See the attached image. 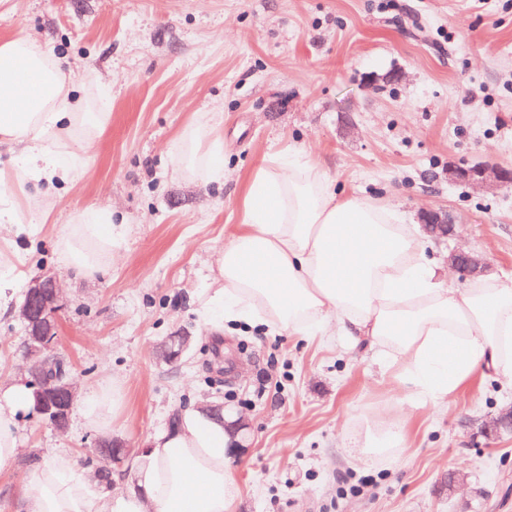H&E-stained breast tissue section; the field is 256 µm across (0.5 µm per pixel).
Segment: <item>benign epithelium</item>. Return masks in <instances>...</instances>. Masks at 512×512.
Masks as SVG:
<instances>
[{
    "instance_id": "1",
    "label": "benign epithelium",
    "mask_w": 512,
    "mask_h": 512,
    "mask_svg": "<svg viewBox=\"0 0 512 512\" xmlns=\"http://www.w3.org/2000/svg\"><path fill=\"white\" fill-rule=\"evenodd\" d=\"M448 180L461 181L481 187H492L512 181V172L491 165L454 166L448 168ZM423 229L428 237L443 242L455 235L456 225L448 212L425 209L420 214ZM448 264L458 274L477 277L486 271L487 263L479 254L466 250H453L448 254ZM61 285L51 275L35 276L24 292L20 315L24 323V354L29 360V384L33 388L35 412L47 427L64 432L69 426L70 415L77 399V385L70 363L56 349L58 338L57 312L60 310ZM193 336L179 332L162 341L157 355L167 363L176 361L187 349ZM512 431V408L500 413L485 426L487 438L492 439L501 431ZM122 443L112 437H102L88 450L92 456L119 458Z\"/></svg>"
}]
</instances>
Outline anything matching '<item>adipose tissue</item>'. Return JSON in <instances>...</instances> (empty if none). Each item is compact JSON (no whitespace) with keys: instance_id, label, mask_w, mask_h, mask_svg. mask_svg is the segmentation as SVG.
Listing matches in <instances>:
<instances>
[{"instance_id":"1","label":"adipose tissue","mask_w":512,"mask_h":512,"mask_svg":"<svg viewBox=\"0 0 512 512\" xmlns=\"http://www.w3.org/2000/svg\"><path fill=\"white\" fill-rule=\"evenodd\" d=\"M107 119L75 94L71 71L39 39L0 37V144L17 151L29 180L76 183L87 162L70 143L92 146ZM224 153L212 126L188 127L173 144L174 172L222 181ZM120 238L112 209L89 207L71 215L58 245L68 268L91 278L111 263ZM197 312L217 330L236 323L306 336L339 328L354 345L385 346L405 359L407 383L422 396L448 394L489 370L512 376V281L444 283L401 214L337 190L311 158L270 156L254 169L242 222L218 254ZM122 403L115 382L89 390L80 414L105 433ZM32 410L26 383L0 384V471L18 460L20 419ZM229 445L223 423L191 407L134 457L133 491L97 487L61 452L16 483L14 497L22 512H228L236 495Z\"/></svg>"}]
</instances>
